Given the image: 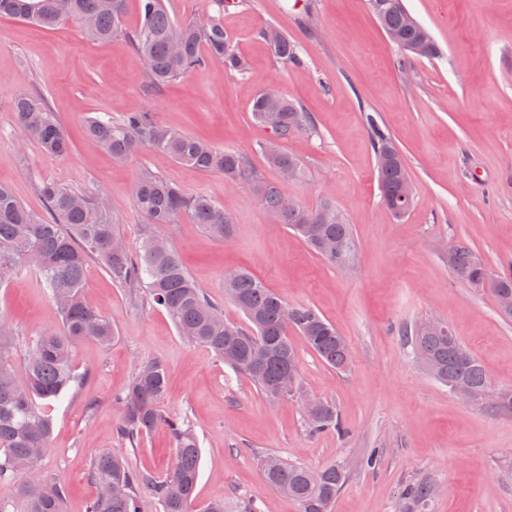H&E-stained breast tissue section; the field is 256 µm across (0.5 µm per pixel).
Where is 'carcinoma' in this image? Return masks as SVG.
<instances>
[{
    "label": "carcinoma",
    "mask_w": 512,
    "mask_h": 512,
    "mask_svg": "<svg viewBox=\"0 0 512 512\" xmlns=\"http://www.w3.org/2000/svg\"><path fill=\"white\" fill-rule=\"evenodd\" d=\"M140 23L128 34L133 49L145 66V83L159 89L207 67L211 61L224 64V71L242 74L246 61L230 48L224 23L218 18L177 23L164 0H139ZM370 12L385 35L411 59H434L440 49L430 31L411 17L404 0H368ZM125 0H0V16L30 22L43 29L54 28L65 18L79 22L91 41L105 42L123 32ZM275 56L284 64H297V47L275 27L262 31ZM12 111L24 138L45 153L65 157L72 145L44 98L23 93ZM252 117L270 128L276 124L281 138L313 128L309 113L276 90H265L252 101ZM374 154L387 156L376 165L383 203L397 218L411 209L414 193L401 152L389 131L374 115L363 112ZM86 132L115 159H128L142 149L167 153L176 162L204 173H221L231 182L251 187L255 198L274 217L300 237L315 252L319 244L334 242L336 255H322L339 267L349 264L354 253L352 226L329 197L308 208L288 196L280 185L263 181L247 157L220 150L211 144L154 123L136 112L119 122L96 116ZM266 162L276 170L287 169L293 178L301 164L285 151L280 141L262 146ZM39 191L46 203L44 214L30 211L0 184V285L7 284L23 263L36 266L42 287L56 307L61 330H43L28 345L22 363L14 358V329L0 318V481L22 478L18 494L0 500V512H63L64 490L60 481L38 472L28 449H48L53 419L47 408L60 400L76 374L72 367L73 346L84 339L108 344L114 338L109 319L88 307L82 298L89 261L103 266L112 282L139 294L163 309L178 334L206 347L220 362L246 376L269 401L276 394L278 379L289 371L299 372L298 353L292 337L297 334L329 367L343 371L350 363V348L336 327L315 309L287 306L271 289L246 270L224 277V294L241 310L250 330L224 320V312L185 270L170 246L159 249L157 238H146L136 253L113 250L123 241L112 221L104 194L81 192L44 182ZM135 205L148 224H174L186 214L209 235L228 243L234 226L224 208L209 196L188 194L175 183L143 173L134 183ZM451 269L461 281L474 287H490L491 293H512V269L491 277L469 243L460 239L451 249ZM414 357L432 360L429 375L450 390L467 389L466 398L479 402L489 391L484 366L453 334L451 329L427 330L415 323L401 330ZM168 375L158 361L141 363L126 391L119 398L124 408L117 428L133 447L156 429L173 437L176 457L165 480L154 482L129 466L121 457L105 453L92 463L96 495L88 512H141L138 491L153 487L160 512H188L198 482L201 448L198 437L181 417L162 413L159 403L166 394ZM314 433L345 434L336 406L319 401L306 412ZM267 486L295 501L300 512H331L332 504L348 479L341 462L313 469L276 455L260 459ZM436 484L416 480L402 493L401 512H429Z\"/></svg>",
    "instance_id": "1"
}]
</instances>
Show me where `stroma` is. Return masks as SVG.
<instances>
[{"mask_svg":"<svg viewBox=\"0 0 512 512\" xmlns=\"http://www.w3.org/2000/svg\"><path fill=\"white\" fill-rule=\"evenodd\" d=\"M224 2L167 0L180 22L222 17L247 73L231 75L213 62L158 90L146 88L126 37L93 44L72 20L44 30L0 16V183L38 214L45 211L41 183L102 190L130 251L147 233L163 236L229 322H245L224 295V275L236 269L288 305L313 307L346 339L351 361L339 372L298 344L302 390L335 404L347 433H310L299 399L269 404L244 375L179 336L164 310L131 297L92 261L83 296L111 321L115 338L74 346L77 382L52 412L54 434L39 471L64 485V512H87L91 464L104 452L162 481L175 461L170 435L156 430L133 449L116 434L123 410L115 398L151 359L169 375L161 410L185 418L200 441L190 512L215 499L233 510L245 501L255 512H300L265 485L259 458L266 453L317 469L343 462L349 479L331 512H397L404 485L423 478L441 488L430 512H512V410L463 401L424 373L400 336L405 324L440 319L480 360L493 391L512 390V319L488 289L470 287L448 267L449 248L464 238L489 274L512 269V0H405L441 48L439 58L407 64L367 0ZM268 24L287 33L300 64L274 56L260 35ZM272 86L315 125L283 143L303 168L285 190L309 207L331 197L352 226L351 267L328 263L276 223L247 185L149 149L115 160L85 130L96 113L117 121L147 112L160 125L245 155L276 182L260 153L270 133L251 117L254 96ZM22 93L43 97L56 114L73 144L68 157L24 142L11 110ZM366 111L395 138L415 186L400 220L381 202ZM144 171L211 197L232 218L233 240L218 241L185 216L146 224L132 197ZM0 316L16 330L19 356L36 332L61 326L30 263L0 287Z\"/></svg>","mask_w":512,"mask_h":512,"instance_id":"obj_1","label":"stroma"}]
</instances>
